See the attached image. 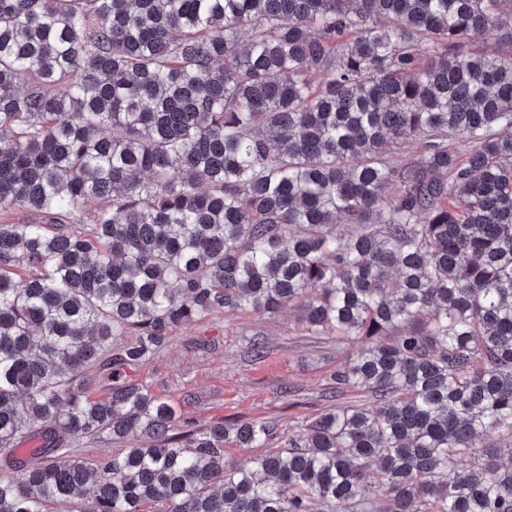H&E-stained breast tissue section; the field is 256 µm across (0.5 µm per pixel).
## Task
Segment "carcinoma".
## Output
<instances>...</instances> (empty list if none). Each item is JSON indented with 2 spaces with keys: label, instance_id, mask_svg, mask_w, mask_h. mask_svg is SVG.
<instances>
[{
  "label": "carcinoma",
  "instance_id": "cac0c4a2",
  "mask_svg": "<svg viewBox=\"0 0 512 512\" xmlns=\"http://www.w3.org/2000/svg\"><path fill=\"white\" fill-rule=\"evenodd\" d=\"M15 208L0 512H512V0H0ZM286 308L358 344L334 381L368 402L282 440L134 378L183 324ZM104 433L146 443L70 455Z\"/></svg>",
  "mask_w": 512,
  "mask_h": 512
}]
</instances>
